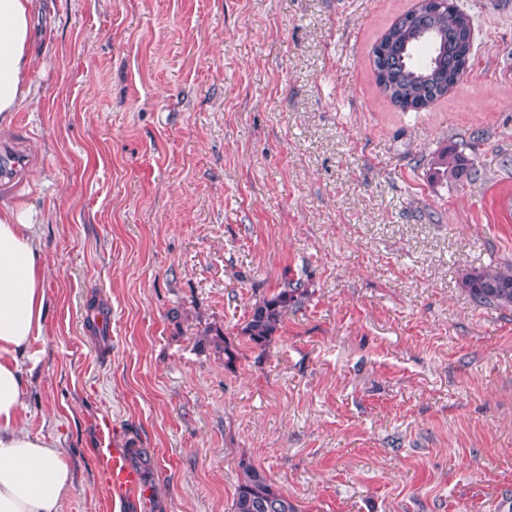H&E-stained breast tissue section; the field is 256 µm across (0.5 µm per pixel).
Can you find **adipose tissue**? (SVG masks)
Segmentation results:
<instances>
[{
	"label": "adipose tissue",
	"instance_id": "obj_1",
	"mask_svg": "<svg viewBox=\"0 0 512 512\" xmlns=\"http://www.w3.org/2000/svg\"><path fill=\"white\" fill-rule=\"evenodd\" d=\"M31 0H0V128L34 96ZM46 267L39 226L24 204L0 211V512H63L69 459L25 426L23 365L45 329Z\"/></svg>",
	"mask_w": 512,
	"mask_h": 512
}]
</instances>
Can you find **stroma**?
Returning <instances> with one entry per match:
<instances>
[{
	"label": "stroma",
	"instance_id": "obj_1",
	"mask_svg": "<svg viewBox=\"0 0 512 512\" xmlns=\"http://www.w3.org/2000/svg\"><path fill=\"white\" fill-rule=\"evenodd\" d=\"M417 3L38 0L0 209L43 223L26 427L72 464L64 512H230L242 460L300 512H512V310L461 288L512 261V0H457L468 71L404 111L371 57ZM287 276L307 298L251 345ZM106 419L149 462L115 501ZM436 174L448 175L455 180H460L463 176L471 177L475 165L472 159L466 157L462 152L448 151V148L440 152L433 160ZM307 294L308 289L301 280L285 277L278 291L252 305L241 335L254 346H265L281 327L288 309L300 304Z\"/></svg>",
	"mask_w": 512,
	"mask_h": 512
}]
</instances>
